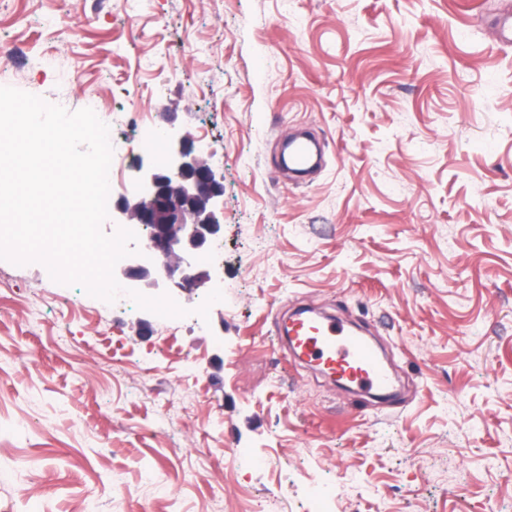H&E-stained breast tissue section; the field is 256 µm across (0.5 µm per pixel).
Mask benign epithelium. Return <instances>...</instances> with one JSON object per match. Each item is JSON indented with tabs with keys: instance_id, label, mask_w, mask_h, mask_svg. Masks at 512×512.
<instances>
[{
	"instance_id": "7a95c632",
	"label": "benign epithelium",
	"mask_w": 512,
	"mask_h": 512,
	"mask_svg": "<svg viewBox=\"0 0 512 512\" xmlns=\"http://www.w3.org/2000/svg\"><path fill=\"white\" fill-rule=\"evenodd\" d=\"M166 141L165 170L136 157L135 190L113 203L110 220L150 230L148 247L129 256L115 275L134 288L190 294L210 281L199 258L221 234L215 202L224 195L223 177L189 134L172 128Z\"/></svg>"
}]
</instances>
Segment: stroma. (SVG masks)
<instances>
[{
    "label": "stroma",
    "instance_id": "obj_1",
    "mask_svg": "<svg viewBox=\"0 0 512 512\" xmlns=\"http://www.w3.org/2000/svg\"><path fill=\"white\" fill-rule=\"evenodd\" d=\"M505 10L0 0V86L92 108L117 159L176 125L224 177L208 321L0 260V512H512ZM296 127L326 144L299 186ZM298 304L363 327L398 399L295 366L275 322Z\"/></svg>",
    "mask_w": 512,
    "mask_h": 512
}]
</instances>
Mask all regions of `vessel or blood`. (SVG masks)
Wrapping results in <instances>:
<instances>
[{"label": "vessel or blood", "instance_id": "obj_1", "mask_svg": "<svg viewBox=\"0 0 512 512\" xmlns=\"http://www.w3.org/2000/svg\"><path fill=\"white\" fill-rule=\"evenodd\" d=\"M322 160L323 152L313 137L289 136L288 170L297 182H304ZM281 330L294 360L314 366L338 386L376 395L392 390V378L373 347L336 316H312L298 308Z\"/></svg>", "mask_w": 512, "mask_h": 512}]
</instances>
